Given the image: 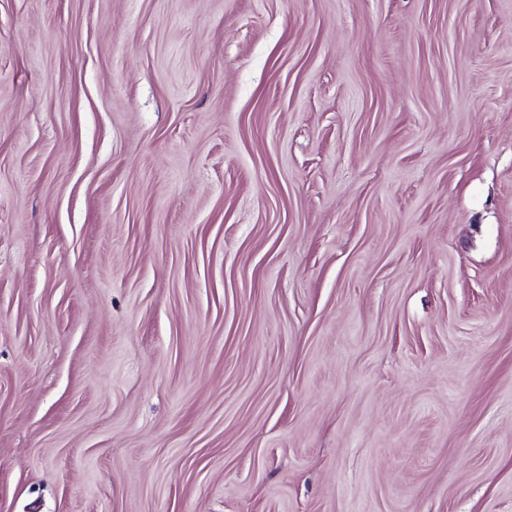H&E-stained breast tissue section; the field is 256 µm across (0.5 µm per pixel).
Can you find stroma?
Here are the masks:
<instances>
[{
  "instance_id": "35a3bbf8",
  "label": "stroma",
  "mask_w": 512,
  "mask_h": 512,
  "mask_svg": "<svg viewBox=\"0 0 512 512\" xmlns=\"http://www.w3.org/2000/svg\"><path fill=\"white\" fill-rule=\"evenodd\" d=\"M0 512H512V0H0Z\"/></svg>"
}]
</instances>
